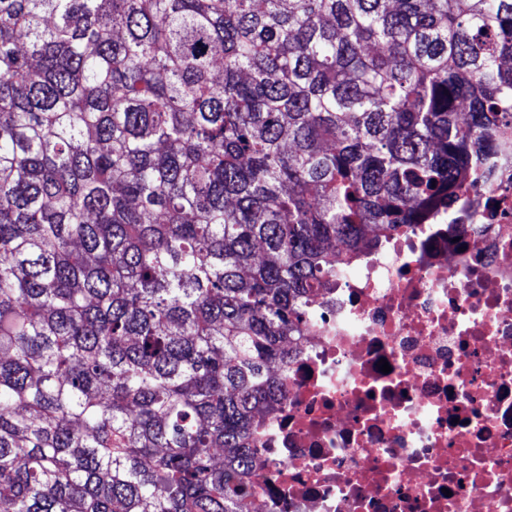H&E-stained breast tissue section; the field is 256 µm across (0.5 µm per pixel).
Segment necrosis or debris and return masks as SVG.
I'll return each instance as SVG.
<instances>
[{"instance_id":"1","label":"necrosis or debris","mask_w":512,"mask_h":512,"mask_svg":"<svg viewBox=\"0 0 512 512\" xmlns=\"http://www.w3.org/2000/svg\"><path fill=\"white\" fill-rule=\"evenodd\" d=\"M460 208L312 295L245 512H512V166Z\"/></svg>"}]
</instances>
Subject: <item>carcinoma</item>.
Listing matches in <instances>:
<instances>
[{
  "label": "carcinoma",
  "mask_w": 512,
  "mask_h": 512,
  "mask_svg": "<svg viewBox=\"0 0 512 512\" xmlns=\"http://www.w3.org/2000/svg\"><path fill=\"white\" fill-rule=\"evenodd\" d=\"M510 162L512 0H0V512H244L313 292Z\"/></svg>",
  "instance_id": "obj_1"
}]
</instances>
